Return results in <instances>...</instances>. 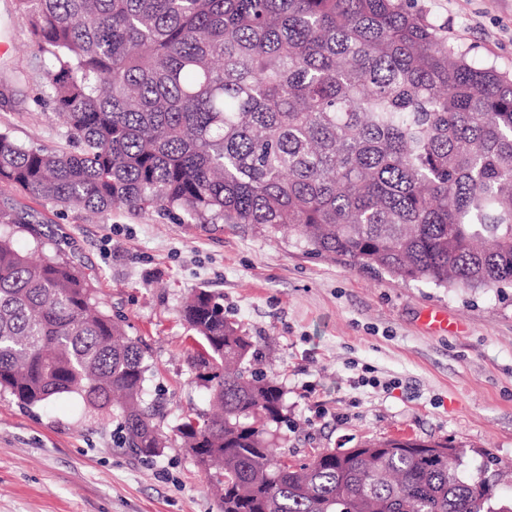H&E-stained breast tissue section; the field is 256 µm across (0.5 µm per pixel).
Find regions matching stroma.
I'll return each mask as SVG.
<instances>
[{
	"label": "stroma",
	"instance_id": "stroma-1",
	"mask_svg": "<svg viewBox=\"0 0 512 512\" xmlns=\"http://www.w3.org/2000/svg\"><path fill=\"white\" fill-rule=\"evenodd\" d=\"M448 40L512 73V0H417ZM0 131L26 145L66 147L51 107L37 102L43 57L14 0H0ZM64 237L104 310L149 350L146 399L170 437L145 461L120 445L118 416L64 395L34 406L0 391V512H217L207 479L172 431L210 409L180 317L204 288L224 297L284 393L288 420L275 455L308 461L319 448L417 438L467 450L470 468L512 463V288L404 284L309 254L288 232L257 224H194L179 212L63 209L0 184V204ZM440 308L461 332L437 336L422 314Z\"/></svg>",
	"mask_w": 512,
	"mask_h": 512
}]
</instances>
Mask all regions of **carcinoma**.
<instances>
[{"mask_svg": "<svg viewBox=\"0 0 512 512\" xmlns=\"http://www.w3.org/2000/svg\"><path fill=\"white\" fill-rule=\"evenodd\" d=\"M409 0H15L49 60L37 100L73 151L0 132V183L97 215L181 211L200 224L292 228L307 250L403 282L512 288V74L474 60ZM0 207V390L116 411L142 458L164 447L145 399L146 346L105 313L60 246L14 245ZM181 316L216 410L184 447L219 512H512L497 472L413 438L269 451L281 388L253 369L223 296Z\"/></svg>", "mask_w": 512, "mask_h": 512, "instance_id": "obj_1", "label": "carcinoma"}]
</instances>
